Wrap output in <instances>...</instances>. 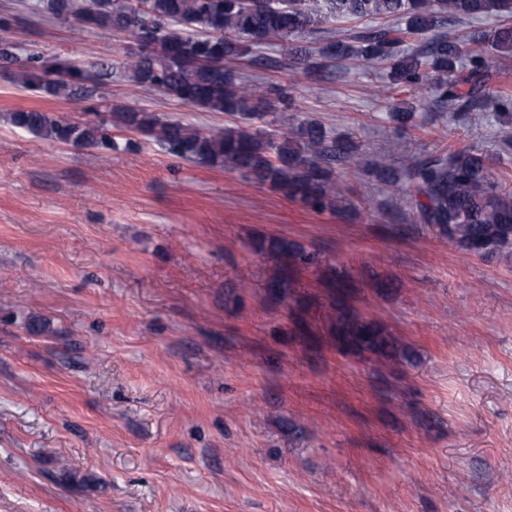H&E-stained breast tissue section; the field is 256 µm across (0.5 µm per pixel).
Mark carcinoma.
<instances>
[{"mask_svg":"<svg viewBox=\"0 0 512 512\" xmlns=\"http://www.w3.org/2000/svg\"><path fill=\"white\" fill-rule=\"evenodd\" d=\"M39 0L41 11L54 18L103 32L126 33L152 42L161 51L132 52L125 69L139 88L160 91L171 99L206 112L244 119L261 118L286 103L284 91L238 77L228 64L253 60L259 45L280 42L295 68L320 74L331 60L382 62L390 82L463 114L472 124L494 112L512 123V93L491 89L487 48L512 59V25L489 32L460 34L454 26L464 17H512V0H293L270 5L267 0ZM365 18L389 19L393 25L356 27ZM329 25L331 36L314 49L296 39ZM0 67L12 71L19 85L67 101L79 110L78 88L97 75L68 57L20 60L14 44L0 41ZM7 120L14 126L53 141L107 145L100 128L61 121L37 109L18 110ZM115 128L154 134L176 157L237 172L313 210L338 209L348 188L336 166L353 161L357 145L330 139L314 122L288 125L282 116L274 134L240 126L201 129L131 106L112 110ZM368 172L391 193L414 200L418 221L465 251L487 257L512 256V193L502 191L489 174L486 157L468 149L424 162L395 163L379 155ZM258 247L275 258L313 261L303 247L282 239L261 240ZM336 341L349 355L369 352L380 361L396 357L399 346L376 323L342 313Z\"/></svg>","mask_w":512,"mask_h":512,"instance_id":"cac0c4a2","label":"carcinoma"}]
</instances>
